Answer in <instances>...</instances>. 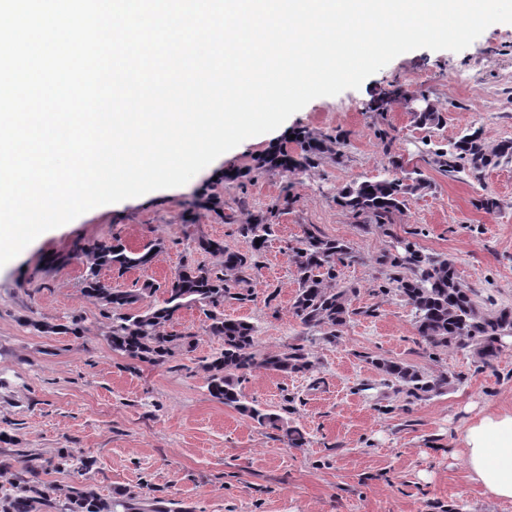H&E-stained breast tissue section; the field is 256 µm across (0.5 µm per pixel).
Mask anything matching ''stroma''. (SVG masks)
I'll return each instance as SVG.
<instances>
[{
	"mask_svg": "<svg viewBox=\"0 0 512 512\" xmlns=\"http://www.w3.org/2000/svg\"><path fill=\"white\" fill-rule=\"evenodd\" d=\"M397 87L406 101L375 111V100ZM419 96L442 110V125H417L407 102ZM470 128L482 129L491 145L512 140V24L491 25L460 52L404 53L359 89L310 101L185 185L96 207L41 234L0 267V457L79 451L93 460L92 470L47 475L52 488L88 483L105 499L125 492L142 512L159 502L169 512H512V503L469 485L459 455L472 419L512 409V334L488 365L469 348H431L396 290L398 270L380 261L396 241H410L453 259L483 307H512V162L476 175L448 173L434 161L435 150ZM298 131L341 138L343 158L293 175L255 170L257 157L290 144ZM397 155L422 171L427 189L392 224L355 223L336 205V192L385 174ZM230 169L245 172L243 184L224 181ZM281 196L289 204L278 233L245 283L251 301L224 304L225 317L257 326V353L300 347L313 361L304 373L258 370L243 381L247 399L280 416L274 429L210 395L202 365L223 341L207 333L201 307L182 309L171 325L197 334L193 349L157 364L114 351L109 319L81 293L86 265L75 251L116 240L130 248L159 242L148 267L100 272L116 289L153 284L142 303L158 304L181 268L220 265L199 239L251 252L223 213L243 222ZM485 197L498 208L482 209ZM215 199L223 211H214ZM307 229L346 242L353 253L336 279L353 313L332 341L305 328L292 309L298 285L290 254ZM74 317L83 326L77 337L32 326ZM379 360L447 374L448 390L406 396L376 368ZM288 427L304 432L303 447L288 446Z\"/></svg>",
	"mask_w": 512,
	"mask_h": 512,
	"instance_id": "35a3bbf8",
	"label": "stroma"
}]
</instances>
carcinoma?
Instances as JSON below:
<instances>
[{
	"instance_id": "obj_1",
	"label": "carcinoma",
	"mask_w": 512,
	"mask_h": 512,
	"mask_svg": "<svg viewBox=\"0 0 512 512\" xmlns=\"http://www.w3.org/2000/svg\"><path fill=\"white\" fill-rule=\"evenodd\" d=\"M424 126H438L443 113L436 107L414 113ZM300 152L280 146L256 159L255 169L281 173L303 172L322 159L332 161L342 156L343 143L329 136L300 132L295 136ZM435 163L456 169L457 161L469 164L473 173L496 168L512 161V140H504L490 148L479 129L458 137L450 148L434 152ZM391 173L381 178L353 181L339 189L336 205L354 218H366L375 224H391L408 199L427 189L428 183L417 170L408 171L402 159L390 161ZM288 197L239 225L240 234L252 244L251 253H241L219 240L201 239L199 247L223 257L222 265H198L180 270L168 282L161 304L146 308L137 306L142 295L152 292L149 284L135 292L106 287L99 278L100 270L110 267L121 273L149 265L155 247L149 243L135 250L117 241L102 244L87 254L82 294L103 309L112 312L108 340L112 350L144 362L159 363L182 342L191 345L193 334L176 336L167 326L178 312L190 305L208 311V332L219 336L224 349L204 365L209 393L261 425L277 426V415L268 413L253 401L246 400L241 378L255 369L278 372H306L311 368L308 354L301 347H291L275 355L257 356V327L244 319H227L221 308L228 299L249 300V294L236 287L244 282L242 274L256 265L255 256L277 232L276 220ZM351 248L343 241L326 240L307 230L298 245L291 248V263L298 283L293 303L294 314L306 327L326 330L336 337V328L344 325L352 314L348 291L336 287V267L351 258ZM394 268L409 274L397 278L396 290L410 306L418 335L434 348L473 347L483 363L498 353L501 337L512 333V309L482 311L473 290L464 285L455 263L449 258L422 253L410 242H398V249L385 256ZM43 333L72 334L82 332L80 321L48 325L31 322ZM377 368L399 387V391L418 399L448 390V376L430 375L413 366L395 361H381ZM93 461L66 449L43 458L37 454L17 452V456L0 460V478L6 477L12 492L3 496L0 512H133V498L125 495L111 500L99 497L88 487H74L55 499L46 492L41 475L68 470H88Z\"/></svg>"
}]
</instances>
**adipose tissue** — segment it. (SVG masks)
Wrapping results in <instances>:
<instances>
[{"label": "adipose tissue", "instance_id": "adipose-tissue-1", "mask_svg": "<svg viewBox=\"0 0 512 512\" xmlns=\"http://www.w3.org/2000/svg\"><path fill=\"white\" fill-rule=\"evenodd\" d=\"M461 456L468 480L484 495L512 502V410L490 413L470 424Z\"/></svg>", "mask_w": 512, "mask_h": 512}]
</instances>
